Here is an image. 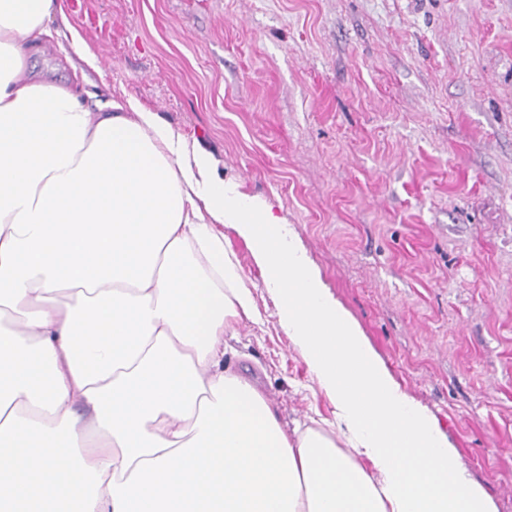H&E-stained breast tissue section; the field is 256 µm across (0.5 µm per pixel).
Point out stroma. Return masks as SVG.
Listing matches in <instances>:
<instances>
[{
  "instance_id": "1",
  "label": "stroma",
  "mask_w": 512,
  "mask_h": 512,
  "mask_svg": "<svg viewBox=\"0 0 512 512\" xmlns=\"http://www.w3.org/2000/svg\"><path fill=\"white\" fill-rule=\"evenodd\" d=\"M37 66L96 51L132 96L273 205L456 463L512 512V0H63ZM257 300L224 357L285 428L331 417Z\"/></svg>"
}]
</instances>
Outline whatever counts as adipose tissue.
Here are the masks:
<instances>
[{
	"instance_id": "obj_1",
	"label": "adipose tissue",
	"mask_w": 512,
	"mask_h": 512,
	"mask_svg": "<svg viewBox=\"0 0 512 512\" xmlns=\"http://www.w3.org/2000/svg\"><path fill=\"white\" fill-rule=\"evenodd\" d=\"M61 0H0V512H492L270 204L132 97L34 73ZM331 418L225 368L257 286ZM224 235L227 237L230 248L235 252L239 259L245 274L255 282H261L262 274L256 266L251 253L245 244L231 229L225 228Z\"/></svg>"
}]
</instances>
